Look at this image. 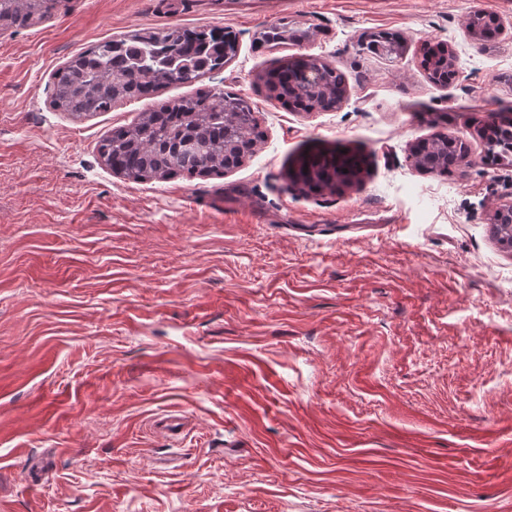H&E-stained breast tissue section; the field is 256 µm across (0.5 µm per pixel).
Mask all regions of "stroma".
Masks as SVG:
<instances>
[{
  "label": "stroma",
  "instance_id": "obj_1",
  "mask_svg": "<svg viewBox=\"0 0 512 512\" xmlns=\"http://www.w3.org/2000/svg\"><path fill=\"white\" fill-rule=\"evenodd\" d=\"M512 0H66L0 30V512H512V250L491 217L512 166L479 130L512 113ZM287 26L295 41L263 35ZM170 26L236 52L203 83L263 133L224 174L133 181L99 156L150 101L76 116L53 74ZM403 41L397 61L359 50ZM452 45L431 83L424 45ZM332 65L330 110L270 97L279 63ZM439 134L468 165L415 169ZM363 158L351 184L288 176L305 150ZM181 416L183 431L152 430Z\"/></svg>",
  "mask_w": 512,
  "mask_h": 512
}]
</instances>
